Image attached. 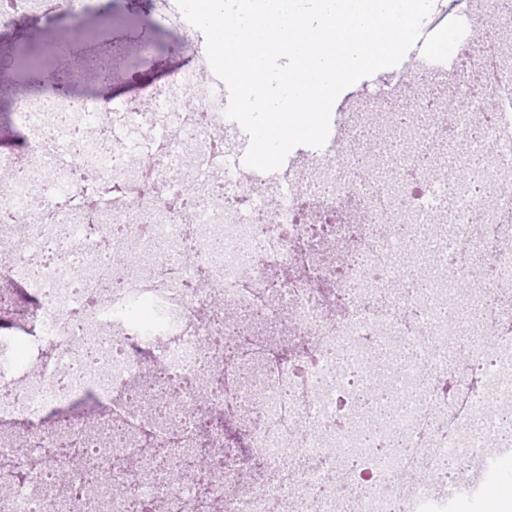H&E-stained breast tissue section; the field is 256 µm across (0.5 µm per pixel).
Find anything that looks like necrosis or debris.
<instances>
[{"instance_id": "1", "label": "necrosis or debris", "mask_w": 512, "mask_h": 512, "mask_svg": "<svg viewBox=\"0 0 512 512\" xmlns=\"http://www.w3.org/2000/svg\"><path fill=\"white\" fill-rule=\"evenodd\" d=\"M65 8L118 19L97 0H21L0 18ZM449 82L512 93V69L478 54ZM217 83L201 55L101 109L51 84L13 102L24 139L0 155V282L24 281L38 305L29 357L0 351V419L25 424L0 442V465L24 474H0V512H414L449 458L501 446L512 131L493 124L451 163L395 139L415 190L323 158L261 201ZM475 155L494 204L470 190ZM352 201V222H320ZM145 301L152 318L136 320ZM89 390L95 423L46 421Z\"/></svg>"}]
</instances>
